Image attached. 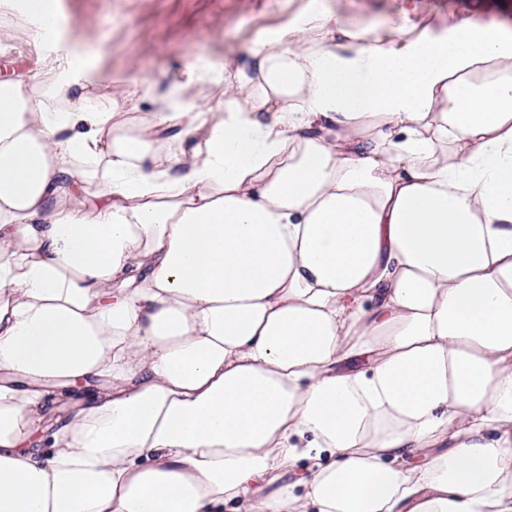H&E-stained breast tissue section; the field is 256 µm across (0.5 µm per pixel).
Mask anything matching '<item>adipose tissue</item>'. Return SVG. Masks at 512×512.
<instances>
[{
	"instance_id": "1",
	"label": "adipose tissue",
	"mask_w": 512,
	"mask_h": 512,
	"mask_svg": "<svg viewBox=\"0 0 512 512\" xmlns=\"http://www.w3.org/2000/svg\"><path fill=\"white\" fill-rule=\"evenodd\" d=\"M224 66L0 74V512H512V29Z\"/></svg>"
}]
</instances>
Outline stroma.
<instances>
[{
	"mask_svg": "<svg viewBox=\"0 0 512 512\" xmlns=\"http://www.w3.org/2000/svg\"><path fill=\"white\" fill-rule=\"evenodd\" d=\"M327 10L366 27L390 23L392 39L406 34H440L452 20L478 18L512 25V0H321ZM310 0H53L59 27L40 31L0 0V73L35 69L53 58L66 62L86 55L102 75L94 93L104 106L112 104L108 79L124 75L131 83L166 95L179 89L187 97L210 104L221 100L225 56L236 64L249 60L277 30L307 9ZM96 26L98 42L85 46L76 35ZM213 61L212 82H188L195 58Z\"/></svg>",
	"mask_w": 512,
	"mask_h": 512,
	"instance_id": "35a3bbf8",
	"label": "stroma"
}]
</instances>
